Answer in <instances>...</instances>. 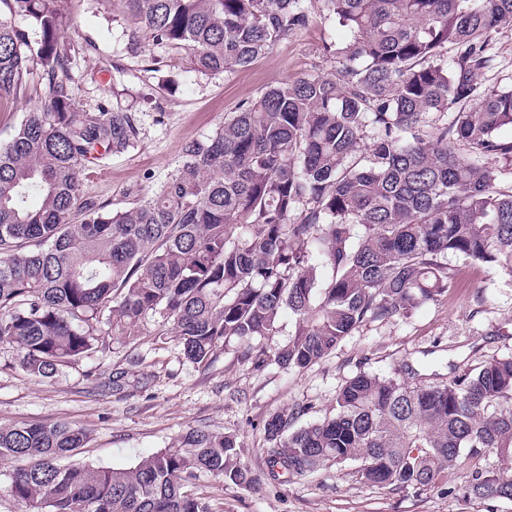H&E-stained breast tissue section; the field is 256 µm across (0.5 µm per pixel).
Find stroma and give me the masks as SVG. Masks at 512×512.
I'll list each match as a JSON object with an SVG mask.
<instances>
[{
	"label": "stroma",
	"mask_w": 512,
	"mask_h": 512,
	"mask_svg": "<svg viewBox=\"0 0 512 512\" xmlns=\"http://www.w3.org/2000/svg\"><path fill=\"white\" fill-rule=\"evenodd\" d=\"M303 6L307 25L250 66L204 76L184 51L154 45L149 55L162 67L148 71L144 58L128 55L115 38L121 0H74V39L95 45L77 56L79 71L112 64L111 72L81 83V104L119 105L141 120L134 149L81 172L83 195L124 207L131 191L162 182L179 165L184 144L212 134L242 102L301 75L332 73L326 48L343 32L324 0H303ZM490 47L495 61L475 80L480 93L512 76V23L493 33ZM448 264L454 286L447 298L392 323H367L302 371L274 363L254 368L234 347L199 366L184 358L173 337L155 336L149 323L134 340H112L110 350L89 354L50 379L27 373L18 348L0 342V426L61 421L85 429L90 439L74 462L110 468L177 447L193 429L234 434L263 481L253 490L200 474L191 490L214 512H512V500L465 496L466 463L447 482L416 492L365 483L354 463L325 465L283 482L265 476L262 423L274 412L306 405L305 422H315L329 414L337 390L357 372L387 375L405 362L434 363L451 378L512 352V273L454 256ZM122 371L128 386L118 391L105 385L108 374Z\"/></svg>",
	"instance_id": "1"
}]
</instances>
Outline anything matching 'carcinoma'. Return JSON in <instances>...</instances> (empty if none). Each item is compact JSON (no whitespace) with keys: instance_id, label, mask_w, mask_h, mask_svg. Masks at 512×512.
<instances>
[{"instance_id":"cac0c4a2","label":"carcinoma","mask_w":512,"mask_h":512,"mask_svg":"<svg viewBox=\"0 0 512 512\" xmlns=\"http://www.w3.org/2000/svg\"><path fill=\"white\" fill-rule=\"evenodd\" d=\"M0 2V99L37 98L0 143V341L29 374L106 348L98 326L130 340L148 320L195 364L236 340L255 368L301 371L363 324L447 298L450 255L512 273V86L474 84L512 0H327L346 32L334 73L242 104L115 210L84 197L79 174L135 146L138 113L78 105L72 0ZM123 2L130 54L176 47L204 76L250 65L308 20L300 0ZM285 308L288 341L250 344L277 333ZM430 376L360 371L321 422L295 426L306 405L270 415L267 475L353 462L367 483L420 491L493 454L498 471L473 468L466 493L512 495V354ZM87 442L63 422L0 427L11 495L30 512H213L187 490L198 474L259 484L233 434L192 430L128 468L64 463Z\"/></svg>"}]
</instances>
